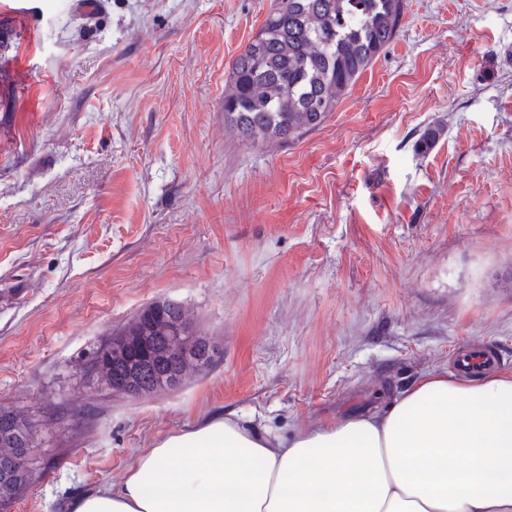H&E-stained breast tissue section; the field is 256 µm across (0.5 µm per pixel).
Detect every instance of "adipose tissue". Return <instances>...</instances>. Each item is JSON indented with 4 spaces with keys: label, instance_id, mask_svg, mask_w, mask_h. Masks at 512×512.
<instances>
[{
    "label": "adipose tissue",
    "instance_id": "ef3b65f1",
    "mask_svg": "<svg viewBox=\"0 0 512 512\" xmlns=\"http://www.w3.org/2000/svg\"><path fill=\"white\" fill-rule=\"evenodd\" d=\"M73 512H512V374L435 370L382 411L290 437L217 414Z\"/></svg>",
    "mask_w": 512,
    "mask_h": 512
}]
</instances>
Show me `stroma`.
Here are the masks:
<instances>
[{
    "label": "stroma",
    "instance_id": "stroma-1",
    "mask_svg": "<svg viewBox=\"0 0 512 512\" xmlns=\"http://www.w3.org/2000/svg\"><path fill=\"white\" fill-rule=\"evenodd\" d=\"M26 3L0 10V405L41 476L9 512H71L216 413L383 409L470 342L512 374V0H407L319 128L257 146L224 85L272 0ZM164 301L209 368L143 396L80 372Z\"/></svg>",
    "mask_w": 512,
    "mask_h": 512
}]
</instances>
